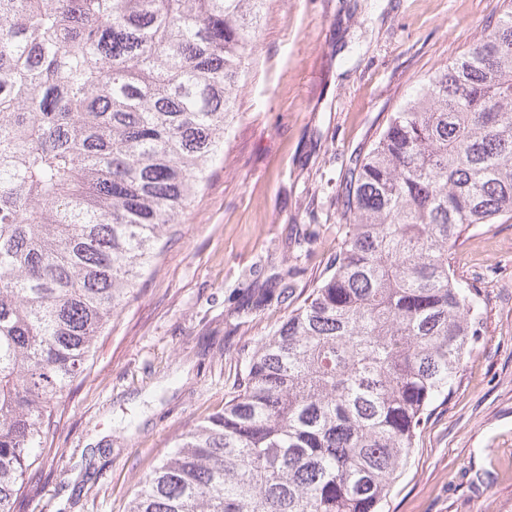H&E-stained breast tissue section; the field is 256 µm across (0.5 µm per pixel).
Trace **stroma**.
Returning <instances> with one entry per match:
<instances>
[{
    "mask_svg": "<svg viewBox=\"0 0 512 512\" xmlns=\"http://www.w3.org/2000/svg\"><path fill=\"white\" fill-rule=\"evenodd\" d=\"M502 10L503 0H268L224 145L63 397L24 512H126L142 473L223 410L253 342L334 259L354 156ZM454 265L480 294L482 334L380 512H512V218L466 231ZM273 283L279 295L244 314Z\"/></svg>",
    "mask_w": 512,
    "mask_h": 512,
    "instance_id": "35a3bbf8",
    "label": "stroma"
}]
</instances>
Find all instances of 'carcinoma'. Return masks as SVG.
I'll use <instances>...</instances> for the list:
<instances>
[{"mask_svg":"<svg viewBox=\"0 0 512 512\" xmlns=\"http://www.w3.org/2000/svg\"><path fill=\"white\" fill-rule=\"evenodd\" d=\"M265 0H0V512L224 146ZM339 253L128 512H378L481 336L464 232L512 216V0L341 181Z\"/></svg>","mask_w":512,"mask_h":512,"instance_id":"obj_1","label":"carcinoma"}]
</instances>
